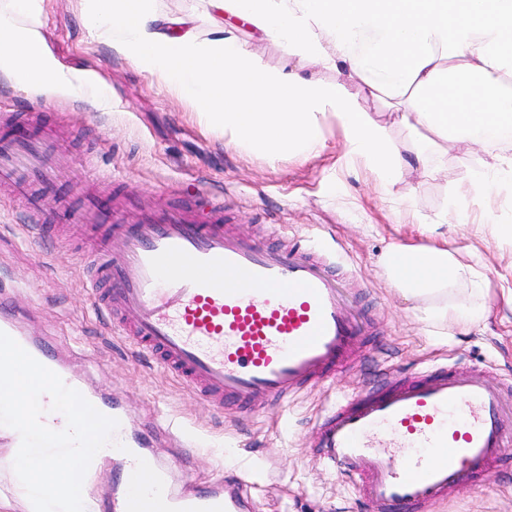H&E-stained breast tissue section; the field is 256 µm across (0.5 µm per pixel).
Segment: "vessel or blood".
I'll use <instances>...</instances> for the list:
<instances>
[{
  "label": "vessel or blood",
  "mask_w": 512,
  "mask_h": 512,
  "mask_svg": "<svg viewBox=\"0 0 512 512\" xmlns=\"http://www.w3.org/2000/svg\"><path fill=\"white\" fill-rule=\"evenodd\" d=\"M55 144L39 133L0 139V183L36 207L38 184L51 181ZM96 192L78 215L95 261L94 303L114 334L159 363L211 405L250 409L287 405L303 388L347 367L364 330L336 266L296 243L287 251L249 243L223 224H198L162 207L159 218L123 225L98 221ZM0 332L18 339L55 373L64 365L47 345L22 336L7 290H0ZM118 420L123 445L111 493L83 512H248L247 497L226 481L175 488L151 453V435L133 429L124 408L95 397ZM508 408L483 371L438 367L392 375L364 395L345 397L317 422L313 455L377 512H431L469 482L487 478L512 448Z\"/></svg>",
  "instance_id": "b4317fda"
}]
</instances>
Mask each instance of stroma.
<instances>
[{
  "label": "stroma",
  "instance_id": "1",
  "mask_svg": "<svg viewBox=\"0 0 512 512\" xmlns=\"http://www.w3.org/2000/svg\"><path fill=\"white\" fill-rule=\"evenodd\" d=\"M86 7L85 0H37L28 23L58 66L86 74L91 88L48 97L0 76V103L15 115L7 135L24 139L52 129L64 155L57 183L42 189L40 231L23 229L24 201L0 188V279L12 288L18 323L52 345L90 393L122 403L134 426L152 429L161 460L178 454L165 433L169 422L195 437V453L173 470L175 485L239 475L251 512H375L312 459L314 424L338 397L364 393L387 372L411 375L455 362L461 372L478 368L491 382L512 381V307L501 297L502 287L512 286V238L482 222L492 211L512 223V194L465 197L471 221L452 223L467 177L455 153L443 159L446 177L406 174L387 190L330 116L324 148L309 155L272 158L240 149L229 136L204 131L188 106L113 55L88 31ZM349 91L400 148L430 139L429 131L400 125L361 83ZM99 180L110 184L99 195L104 224L112 221L115 196L131 201L124 223L138 224L176 187L197 221L209 220L222 203L225 225L246 241L285 248L297 239L323 240L353 290L354 313L367 324L354 362L276 412L262 402L244 413L199 400L150 354L111 333L106 315L94 309L80 250L85 230L64 209ZM395 245L444 247L474 265L484 276L487 322L462 328L427 320L424 302L403 295L385 274L382 260ZM432 512H512V462Z\"/></svg>",
  "mask_w": 512,
  "mask_h": 512
}]
</instances>
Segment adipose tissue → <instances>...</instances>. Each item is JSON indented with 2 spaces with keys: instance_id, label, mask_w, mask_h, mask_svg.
Returning <instances> with one entry per match:
<instances>
[{
  "instance_id": "obj_1",
  "label": "adipose tissue",
  "mask_w": 512,
  "mask_h": 512,
  "mask_svg": "<svg viewBox=\"0 0 512 512\" xmlns=\"http://www.w3.org/2000/svg\"><path fill=\"white\" fill-rule=\"evenodd\" d=\"M90 3L87 22L112 54L239 147L272 157L316 150L319 118L330 114L382 185L407 170L436 176L442 166L427 147L401 152L350 95L356 79L386 94L403 125L428 128L456 149L470 195L512 189V0H208L204 37L192 17L155 11L150 0ZM31 8V0H0V73L47 96L86 84L23 25ZM243 30L280 42L297 68L269 69L242 42ZM305 65L335 70V83L302 76ZM384 269L406 295L425 300L430 320L476 326L487 317L481 273L453 251L396 246Z\"/></svg>"
}]
</instances>
